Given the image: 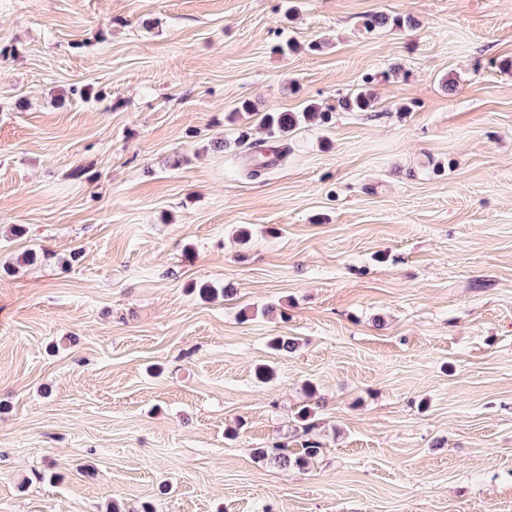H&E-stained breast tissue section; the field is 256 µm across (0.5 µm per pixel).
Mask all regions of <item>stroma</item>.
Instances as JSON below:
<instances>
[{
	"label": "stroma",
	"instance_id": "obj_1",
	"mask_svg": "<svg viewBox=\"0 0 512 512\" xmlns=\"http://www.w3.org/2000/svg\"><path fill=\"white\" fill-rule=\"evenodd\" d=\"M282 5L0 0V512H512V0ZM365 25L368 29L391 28V30H408L415 28L416 24L412 17L403 15L390 16L383 13H373L366 19ZM345 112H376L377 100L367 85L353 90L341 100ZM331 114V110L311 103L301 112H265L261 122L270 138L288 140V137L302 125H312L318 122L328 123L332 118ZM318 443H307L298 453H288V449L281 447L273 448H257L255 454L258 458H270L280 467L288 468L289 466H305L321 453Z\"/></svg>",
	"mask_w": 512,
	"mask_h": 512
}]
</instances>
